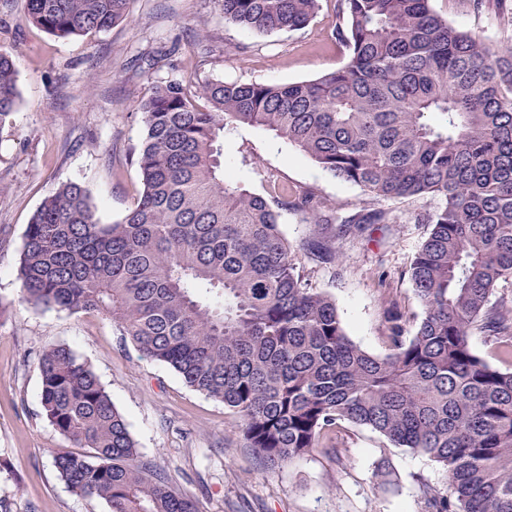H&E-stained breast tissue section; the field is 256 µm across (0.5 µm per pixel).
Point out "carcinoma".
<instances>
[{
  "label": "carcinoma",
  "mask_w": 512,
  "mask_h": 512,
  "mask_svg": "<svg viewBox=\"0 0 512 512\" xmlns=\"http://www.w3.org/2000/svg\"><path fill=\"white\" fill-rule=\"evenodd\" d=\"M340 68L288 84L207 82L197 103L175 81L141 100L133 161L142 191L104 224L66 182L30 224L17 276L36 307L109 318L142 356L238 415L249 447L281 465L351 423L424 455L451 494L419 480L424 512H512V36L495 46L432 0H340ZM130 0H26L28 22L67 38L128 18ZM320 0H222L224 20L265 34L298 30ZM19 102L0 53V122ZM259 126L374 201L421 199L431 231L408 274L422 313L411 335L387 302L389 353L347 334L334 300L308 287L280 211L336 236L389 224L380 209L339 217L306 191L267 195L224 174V133ZM440 200L438 206L432 205ZM300 248L322 263V239ZM481 334L500 365L476 353ZM42 413L78 450L54 458L74 493L111 512H200L143 459L91 366L67 345L38 357Z\"/></svg>",
  "instance_id": "obj_1"
}]
</instances>
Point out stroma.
I'll list each match as a JSON object with an SVG mask.
<instances>
[{
	"mask_svg": "<svg viewBox=\"0 0 512 512\" xmlns=\"http://www.w3.org/2000/svg\"><path fill=\"white\" fill-rule=\"evenodd\" d=\"M435 10L487 43L498 21L469 0H434ZM338 0H321L304 28L260 35L229 24L219 0H132L130 15L104 31L56 38L25 18V0L0 7V52L15 63L19 104L0 123V502L8 512H110L60 479L55 455L74 445L42 416L37 355L69 345L87 361L124 415L139 451L198 502L201 512H421L416 479L447 490L427 457L391 447L371 429L347 424L321 447L271 469L246 446L238 417L222 402L188 388L167 366L124 341L96 312L71 314L29 304L17 278L25 230L43 198L76 182L103 223L120 222L142 183L130 153L142 134L140 101L155 84L206 81L288 83L341 67L346 49L333 37ZM224 168L255 193L269 179L309 191L341 215L372 206L394 215L358 238L337 239L335 265L299 243L324 229L298 212L280 216L294 262L311 287L336 302L351 339L387 354L386 300L407 315L421 308L409 266L431 227L413 220L419 199L372 200L334 178L260 127L242 125L224 141ZM390 458L396 482L378 463Z\"/></svg>",
	"mask_w": 512,
	"mask_h": 512,
	"instance_id": "stroma-1",
	"label": "stroma"
}]
</instances>
